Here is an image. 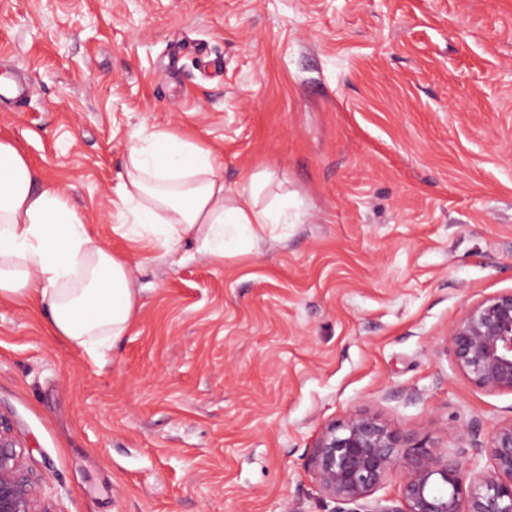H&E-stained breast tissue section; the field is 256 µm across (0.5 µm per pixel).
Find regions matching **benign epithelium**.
Masks as SVG:
<instances>
[{
  "mask_svg": "<svg viewBox=\"0 0 512 512\" xmlns=\"http://www.w3.org/2000/svg\"><path fill=\"white\" fill-rule=\"evenodd\" d=\"M446 344L456 370L476 388L512 393V290L469 306L448 327ZM468 434L470 448L448 453L425 438L400 435L374 414L356 412L322 428L310 469L325 496L356 503L404 460L398 504L377 501L365 512H512V421L484 438L473 422ZM0 512H49L41 507L26 454L1 416Z\"/></svg>",
  "mask_w": 512,
  "mask_h": 512,
  "instance_id": "7a95c632",
  "label": "benign epithelium"
}]
</instances>
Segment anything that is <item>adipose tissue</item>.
<instances>
[{"label": "adipose tissue", "instance_id": "obj_1", "mask_svg": "<svg viewBox=\"0 0 512 512\" xmlns=\"http://www.w3.org/2000/svg\"><path fill=\"white\" fill-rule=\"evenodd\" d=\"M266 173L230 191L212 152L172 131L132 137L119 184L130 229L162 246L185 240L213 263L274 239L279 216L260 205ZM0 301L32 304L56 335L94 357L130 328L138 309L128 262L107 250L63 194L11 143L0 141Z\"/></svg>", "mask_w": 512, "mask_h": 512}]
</instances>
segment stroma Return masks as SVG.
Returning a JSON list of instances; mask_svg holds the SVG:
<instances>
[{"mask_svg": "<svg viewBox=\"0 0 512 512\" xmlns=\"http://www.w3.org/2000/svg\"><path fill=\"white\" fill-rule=\"evenodd\" d=\"M0 138L131 266L102 357L0 302V413L56 512H343L308 468L368 410L438 446L512 420L449 325L512 289V0H0ZM270 172L282 241L215 264L115 205L135 130Z\"/></svg>", "mask_w": 512, "mask_h": 512, "instance_id": "35a3bbf8", "label": "stroma"}]
</instances>
